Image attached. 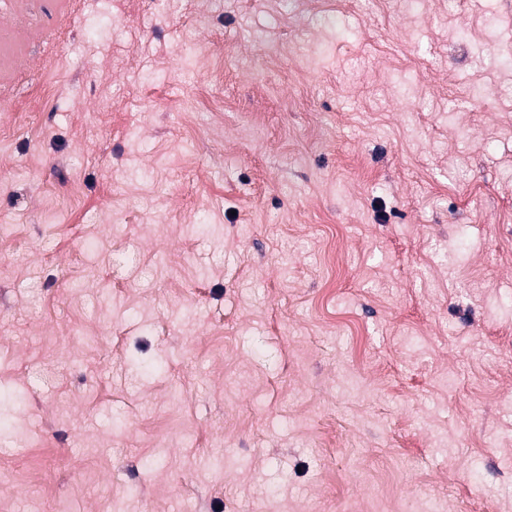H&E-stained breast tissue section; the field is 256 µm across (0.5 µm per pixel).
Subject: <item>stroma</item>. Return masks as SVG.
<instances>
[{
  "label": "stroma",
  "instance_id": "35a3bbf8",
  "mask_svg": "<svg viewBox=\"0 0 512 512\" xmlns=\"http://www.w3.org/2000/svg\"><path fill=\"white\" fill-rule=\"evenodd\" d=\"M20 24L0 512H512V0Z\"/></svg>",
  "mask_w": 512,
  "mask_h": 512
}]
</instances>
